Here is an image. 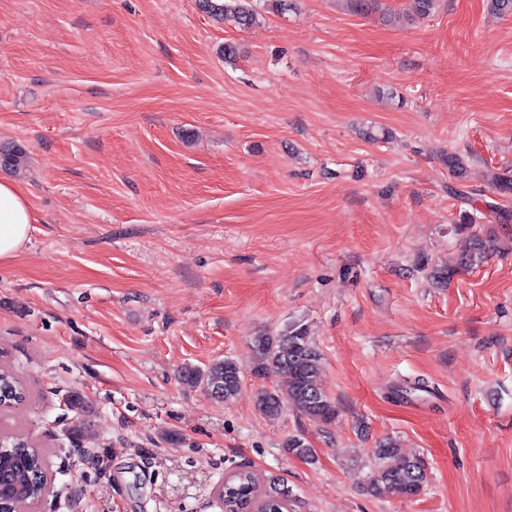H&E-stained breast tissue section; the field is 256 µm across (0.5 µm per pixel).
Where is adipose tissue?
<instances>
[{
  "mask_svg": "<svg viewBox=\"0 0 512 512\" xmlns=\"http://www.w3.org/2000/svg\"><path fill=\"white\" fill-rule=\"evenodd\" d=\"M35 216L21 188L0 181V262L13 258L28 240Z\"/></svg>",
  "mask_w": 512,
  "mask_h": 512,
  "instance_id": "ef3b65f1",
  "label": "adipose tissue"
}]
</instances>
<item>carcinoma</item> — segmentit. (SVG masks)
<instances>
[{
	"instance_id": "obj_1",
	"label": "carcinoma",
	"mask_w": 512,
	"mask_h": 512,
	"mask_svg": "<svg viewBox=\"0 0 512 512\" xmlns=\"http://www.w3.org/2000/svg\"><path fill=\"white\" fill-rule=\"evenodd\" d=\"M203 12L217 21H231L236 26L249 29L259 22L255 0H198ZM444 163L456 179L467 177L465 159L448 154ZM28 166V155L22 146L12 144L0 147V168L21 173ZM490 184L501 194H512V175L509 170L493 172ZM498 250L497 241L491 236L471 235L468 243L453 265L434 269L430 277L438 284H446L461 269L475 268ZM252 354L253 374L259 377L282 375L288 379V402L294 410L308 420L327 425L336 416V406L321 387L322 354L314 345L308 329L303 324H292L276 335L266 332L253 336L249 343ZM243 368L232 358L216 361L204 369L186 365L180 371L182 383L188 387L202 388L208 395L230 401L241 390ZM28 390L9 370L0 369V410L8 411L26 400ZM68 410L73 417L63 421V433L71 438L84 434L87 401L78 391L66 395ZM255 408L262 416L275 419L282 414V404L277 389H261L255 396ZM288 453L300 458L312 456L305 437L293 434L283 442ZM378 466L365 491L372 497L412 498L419 495L425 481L424 463L418 457L400 455L396 441L388 438L375 450ZM259 479L249 471H240L218 490L224 505L231 512L256 507L261 512L284 508L288 491L268 482L263 492H258ZM51 479L44 455L27 443L13 438L0 441V512H21L27 505L37 504L50 495Z\"/></svg>"
}]
</instances>
